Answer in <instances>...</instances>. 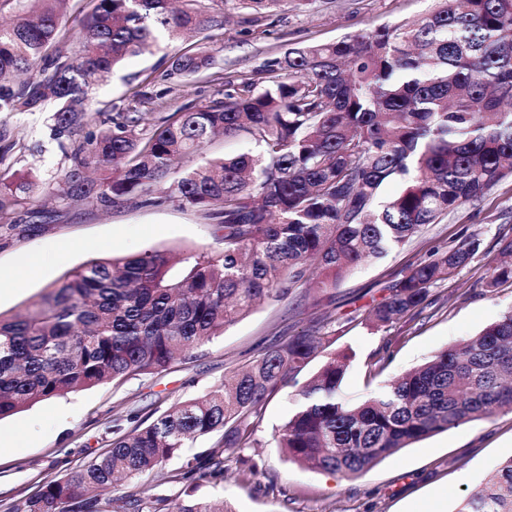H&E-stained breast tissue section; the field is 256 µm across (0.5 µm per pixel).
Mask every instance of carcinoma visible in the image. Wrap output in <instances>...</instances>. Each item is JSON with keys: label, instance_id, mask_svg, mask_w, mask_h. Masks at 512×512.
<instances>
[{"label": "carcinoma", "instance_id": "1", "mask_svg": "<svg viewBox=\"0 0 512 512\" xmlns=\"http://www.w3.org/2000/svg\"><path fill=\"white\" fill-rule=\"evenodd\" d=\"M19 18L0 24V113L55 106L51 136L71 164L48 186L62 205L172 204L220 232L216 250L178 259L157 249L93 260L25 313L0 316V419L24 407L117 378L162 371L190 356L260 302L301 285L317 295L348 270L384 256L512 177V0H433L420 18L287 50L224 98L182 106L151 127L141 112L98 121L91 95L123 60L224 27V9L250 22L308 0H89L79 46L62 40L72 0H15ZM169 74L193 80L212 69L203 50L165 55ZM254 144L232 157L180 170L218 133ZM0 174V226L49 225L32 171ZM390 185L401 189L383 198ZM466 240L410 265L374 306L386 326L420 308L430 288L466 266ZM512 263L489 267L492 292ZM325 337H281L205 395L148 424L113 426L112 447L8 512H103V493L159 470L199 437L224 441L169 476L185 484L175 507L147 487L122 512H231L195 495L224 477V452L246 448L268 401L313 360ZM349 358L330 354L296 394L295 413L274 436L288 460L342 478L436 433L512 412V309L474 336L435 353L358 404L341 395ZM454 512H512V456Z\"/></svg>", "mask_w": 512, "mask_h": 512}]
</instances>
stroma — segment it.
<instances>
[{"label":"stroma","instance_id":"1","mask_svg":"<svg viewBox=\"0 0 512 512\" xmlns=\"http://www.w3.org/2000/svg\"><path fill=\"white\" fill-rule=\"evenodd\" d=\"M430 6L431 0H309L305 8L274 12L258 26L234 10L224 29L193 39L216 57L208 73L172 86L159 56H132L95 89L92 108L106 113L111 104L131 103L154 124L180 106L221 97L227 84L252 76L290 48L413 20ZM145 78L157 88H169L166 99L136 97ZM50 118V113L35 112L9 119L14 156L31 164L45 182L70 164L48 138ZM17 222L27 225L26 233L0 229V314L7 317L24 312L90 261L150 248L186 255L217 246L212 225L173 205L104 210L78 203L47 230L28 225L22 213ZM504 235L512 237V178L442 223L428 225L404 246L353 269L320 303H313L305 289L292 290L282 300L258 305L223 336L164 371L110 381L0 419V512L105 452L113 420L152 419L201 396L282 336L314 331L330 337L331 351L350 357L342 389L347 398L360 401L512 309L511 282L491 293L484 287L497 256L496 242ZM468 237L479 240L477 254L431 288L420 313L379 329L366 326L371 307L388 297L390 285L409 264ZM28 260L37 261L41 270L24 287H15L13 274ZM385 351L391 362L375 372L372 364ZM310 375V370L301 371L265 404L251 446L225 452L223 479L202 483L198 495L224 500L233 512H453L460 498L476 492L512 456V413H499L416 442L354 479L288 461L275 448L273 435L292 414L298 386Z\"/></svg>","mask_w":512,"mask_h":512}]
</instances>
